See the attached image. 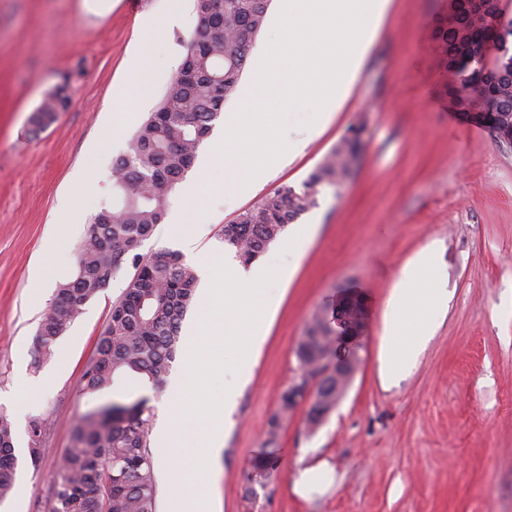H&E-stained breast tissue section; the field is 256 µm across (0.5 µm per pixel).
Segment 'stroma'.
Returning <instances> with one entry per match:
<instances>
[{
    "label": "stroma",
    "mask_w": 512,
    "mask_h": 512,
    "mask_svg": "<svg viewBox=\"0 0 512 512\" xmlns=\"http://www.w3.org/2000/svg\"><path fill=\"white\" fill-rule=\"evenodd\" d=\"M447 5L392 0L350 97L308 126L303 113H291L285 138L306 145L253 191H224L220 119L185 177L202 183L204 250L191 259L202 295L205 260L231 251L225 224L281 186H300L352 121H367L357 174L342 189L323 188L288 227L307 231L303 250L277 242L259 259L291 278L262 291L276 298L277 312L224 430L218 470L189 488L218 512H512V149L448 108L432 53ZM169 8L168 0H141L136 9L117 0L100 15L84 0H0V411L14 424L18 458L16 486L0 512H49L54 469L76 417L142 393L120 386L86 395L79 386L123 278L84 307L39 364L34 338L58 284L74 273L84 221L112 201L116 158L182 61L180 40L196 14L187 9L156 31L149 18ZM144 49L153 92L127 106L120 96L128 66ZM59 89L67 110L32 133L37 107ZM104 138L108 149L97 151ZM88 162L95 192L80 223H59L60 202ZM50 248L56 274L32 288ZM424 248L448 273V311L434 315L435 333L405 378L388 385L379 363L388 298L405 262ZM346 289L365 302L358 367L318 427L309 426L305 403L283 420L278 463L258 476L252 463L267 452L269 421L299 372L297 343L313 312L331 308ZM22 392L30 395L23 404ZM34 417L45 421L36 463L26 433ZM315 466L322 489L298 492L301 473Z\"/></svg>",
    "instance_id": "1"
}]
</instances>
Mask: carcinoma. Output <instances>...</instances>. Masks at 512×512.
<instances>
[{
    "mask_svg": "<svg viewBox=\"0 0 512 512\" xmlns=\"http://www.w3.org/2000/svg\"><path fill=\"white\" fill-rule=\"evenodd\" d=\"M195 0L197 25L182 39L185 53L174 79L155 109L133 133L126 152L115 161L112 204L90 216L75 254L73 277L58 285L49 310L36 333V354L52 355L84 306L128 271L124 288L113 302L108 322L98 337L94 355L81 376L87 394L134 381L159 392L171 372L180 344V325L196 303L198 275L182 254L163 250L148 255L143 242L162 223L169 195L191 169L209 137L226 99L236 91L250 48L264 26L270 0ZM438 67L447 76L448 109L469 121L512 128V80L477 88L472 76L488 67L512 70V23L497 30L493 23L478 28L439 27L433 47ZM69 98L49 94L33 120L45 124L64 110ZM366 122L349 125L301 188L283 185L224 225V243L249 264L277 241L302 214L312 208L320 189H341L356 173L365 148ZM350 307L312 315L296 348L307 375L293 379L307 385L315 377L317 355L336 347V336L348 320L364 312L361 300L349 293L339 302ZM357 363L356 354L340 376L318 382L316 424L336 406ZM291 407L288 393L269 422L274 441L280 421ZM155 414L149 400L115 399L80 414L53 475L50 512H158L157 483L151 451ZM44 420L28 423V450L39 461ZM15 428L0 413V503L13 493L16 480Z\"/></svg>",
    "mask_w": 512,
    "mask_h": 512,
    "instance_id": "1",
    "label": "carcinoma"
}]
</instances>
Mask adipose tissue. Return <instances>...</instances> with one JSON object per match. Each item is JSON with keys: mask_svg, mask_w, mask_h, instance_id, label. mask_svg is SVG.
<instances>
[{"mask_svg": "<svg viewBox=\"0 0 512 512\" xmlns=\"http://www.w3.org/2000/svg\"><path fill=\"white\" fill-rule=\"evenodd\" d=\"M448 291L430 252L421 251L403 267L388 306L393 313L385 327L381 375L392 381L403 375L431 336L434 326L422 314L430 307L445 308Z\"/></svg>", "mask_w": 512, "mask_h": 512, "instance_id": "adipose-tissue-1", "label": "adipose tissue"}]
</instances>
